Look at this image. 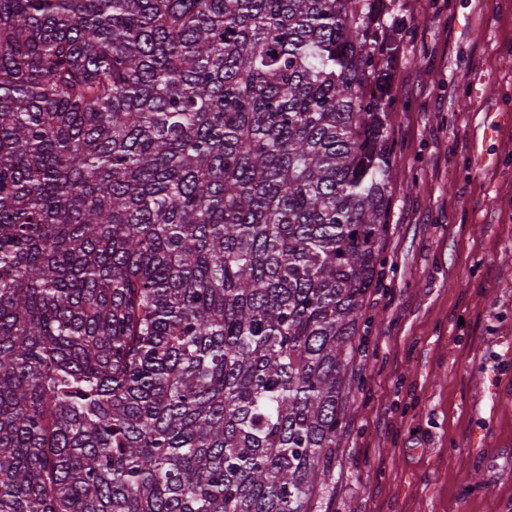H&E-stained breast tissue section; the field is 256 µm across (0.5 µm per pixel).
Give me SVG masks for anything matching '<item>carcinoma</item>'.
Returning a JSON list of instances; mask_svg holds the SVG:
<instances>
[{"mask_svg":"<svg viewBox=\"0 0 512 512\" xmlns=\"http://www.w3.org/2000/svg\"><path fill=\"white\" fill-rule=\"evenodd\" d=\"M390 51L374 0H0V512H324Z\"/></svg>","mask_w":512,"mask_h":512,"instance_id":"carcinoma-1","label":"carcinoma"}]
</instances>
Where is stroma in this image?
Wrapping results in <instances>:
<instances>
[{
	"label": "stroma",
	"instance_id": "1",
	"mask_svg": "<svg viewBox=\"0 0 512 512\" xmlns=\"http://www.w3.org/2000/svg\"><path fill=\"white\" fill-rule=\"evenodd\" d=\"M380 11L390 226L329 508L512 512V0Z\"/></svg>",
	"mask_w": 512,
	"mask_h": 512
}]
</instances>
